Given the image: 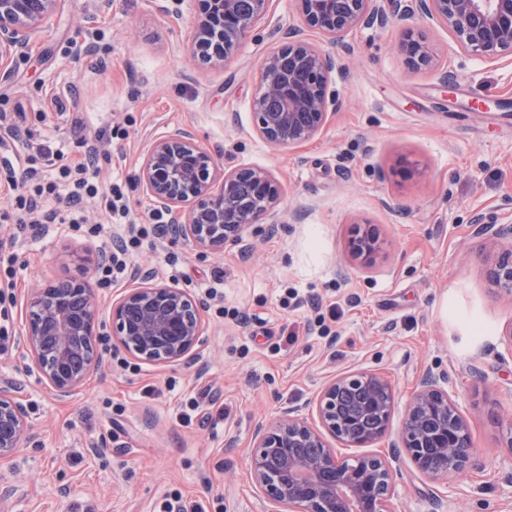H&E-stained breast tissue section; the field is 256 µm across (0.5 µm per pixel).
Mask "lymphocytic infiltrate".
<instances>
[{"instance_id": "obj_1", "label": "lymphocytic infiltrate", "mask_w": 512, "mask_h": 512, "mask_svg": "<svg viewBox=\"0 0 512 512\" xmlns=\"http://www.w3.org/2000/svg\"><path fill=\"white\" fill-rule=\"evenodd\" d=\"M70 137L82 150V160L65 162L59 147H38L39 166L6 163L0 167V181L4 182L15 198L10 210L0 213V223L11 225L8 238H0V255H5L6 277H13L14 256L8 247L14 246L18 237L37 239L47 225L56 222L86 223L88 204L103 202L108 221L112 224L129 223V209L120 185H102L98 180V159L102 145L109 141L107 129L95 127L82 118L71 123ZM151 228H139L113 248L111 262L96 271L100 286L107 287L122 279L128 264L142 245L148 232H161L165 223L163 213L150 215Z\"/></svg>"}]
</instances>
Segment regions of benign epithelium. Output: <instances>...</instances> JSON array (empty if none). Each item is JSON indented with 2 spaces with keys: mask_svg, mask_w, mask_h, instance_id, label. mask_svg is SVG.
I'll list each match as a JSON object with an SVG mask.
<instances>
[{
  "mask_svg": "<svg viewBox=\"0 0 512 512\" xmlns=\"http://www.w3.org/2000/svg\"><path fill=\"white\" fill-rule=\"evenodd\" d=\"M191 53L201 65H220L267 15L271 0H196ZM302 25L270 52L259 72L254 121L272 148L313 139L339 99L329 90L342 75V57L321 46L360 27L383 28L419 16L448 31L462 53L487 63L512 61V0H295ZM56 0H0V71L26 53L52 15ZM399 50L414 69L433 64L428 45L406 31ZM140 184L157 210L170 215L167 233L200 253L243 242L254 224L280 223V187L255 167L218 172L213 156L188 131L155 139ZM378 252L368 233L352 253ZM112 304V337L131 357L151 364L187 363L200 356L203 302L187 289L152 282L148 272ZM493 286L512 296V247L489 271ZM99 299L85 281H48L27 302L21 342L35 371L56 397L73 395L100 361L96 344ZM395 392L384 376L359 370L329 381L317 399L318 423L288 408L253 436L249 471L267 512H395L391 463L383 456H343L328 442L369 447L389 432ZM31 425L17 388L0 384V459L14 456ZM401 448L414 468L439 481L474 466L469 424L440 379L428 373L407 403Z\"/></svg>",
  "mask_w": 512,
  "mask_h": 512,
  "instance_id": "benign-epithelium-1",
  "label": "benign epithelium"
}]
</instances>
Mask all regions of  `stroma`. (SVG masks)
Segmentation results:
<instances>
[{
	"label": "stroma",
	"mask_w": 512,
	"mask_h": 512,
	"mask_svg": "<svg viewBox=\"0 0 512 512\" xmlns=\"http://www.w3.org/2000/svg\"><path fill=\"white\" fill-rule=\"evenodd\" d=\"M161 0H60L25 57L0 72V156L21 161L42 144L70 141L72 118L110 129L102 182L122 186L130 218L149 221L140 187L144 154L161 135L191 131L220 168L269 170L280 186L282 222L253 225L243 243L201 254L161 235L144 240L134 272L175 282L204 299V345L189 364L154 366L115 350L112 301L124 285L99 289L102 360L68 399L29 371L21 348L0 355V381L16 382L31 431L0 460L9 512H157L167 496L205 512H263L249 473L253 432L285 408L315 420L313 401L330 379L371 370L391 382L390 431L370 453L390 458L397 512H512V358L503 330L512 296L488 278L496 253L477 223L512 222V63L459 55L426 20L359 28L336 45L347 64L334 77L340 105L307 143L272 149L253 126L252 101L273 30L300 25L294 0H273L261 24L224 67L187 56L196 13L184 0L171 21ZM424 37L434 66L409 69L403 31ZM458 73L453 91L437 66ZM88 224L48 225L15 247L20 337L31 288L45 278L93 279L91 259L112 248ZM381 251L367 264L350 253L356 224ZM223 272V285L214 275ZM218 286L220 298L206 297ZM320 300L282 305L286 289ZM445 378L468 419L475 467L447 481L419 474L393 454L404 406L423 374ZM191 424L180 415L202 387Z\"/></svg>",
	"instance_id": "obj_1"
}]
</instances>
